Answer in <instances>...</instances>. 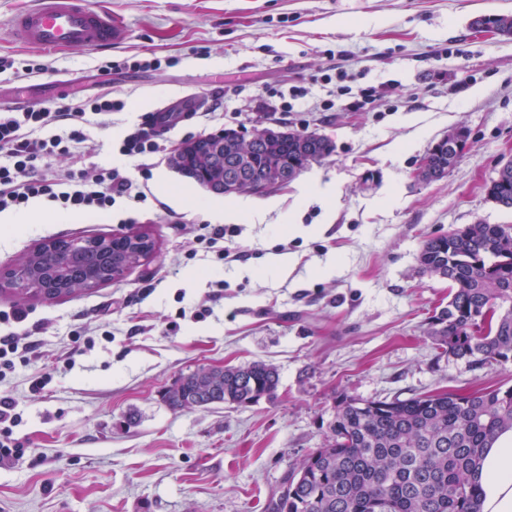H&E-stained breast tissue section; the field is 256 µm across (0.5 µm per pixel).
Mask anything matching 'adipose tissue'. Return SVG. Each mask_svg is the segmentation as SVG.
<instances>
[{
    "label": "adipose tissue",
    "instance_id": "adipose-tissue-1",
    "mask_svg": "<svg viewBox=\"0 0 512 512\" xmlns=\"http://www.w3.org/2000/svg\"><path fill=\"white\" fill-rule=\"evenodd\" d=\"M476 480L481 512H512V431L485 449Z\"/></svg>",
    "mask_w": 512,
    "mask_h": 512
}]
</instances>
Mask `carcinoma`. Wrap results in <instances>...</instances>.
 <instances>
[{
    "label": "carcinoma",
    "instance_id": "obj_1",
    "mask_svg": "<svg viewBox=\"0 0 512 512\" xmlns=\"http://www.w3.org/2000/svg\"><path fill=\"white\" fill-rule=\"evenodd\" d=\"M320 145L308 154L297 143L259 144L245 179L258 186L271 164L286 161L303 172L329 156ZM507 179L485 185L512 209V160ZM460 242L427 237L420 251L421 273L448 281V305L428 335L443 351L474 364L512 357V224L477 221L459 228ZM60 259L66 275L85 282L100 272L98 256L76 238H58L40 248ZM491 310L484 332L470 333L467 320ZM181 390L168 392L173 411L191 408L202 386L228 405L243 406L279 385L275 366L253 361L205 369L181 377ZM512 429V386L481 388L470 396L450 390L402 399L335 398L322 446L287 473L267 503V512H480L479 488L470 479L483 450L500 432Z\"/></svg>",
    "mask_w": 512,
    "mask_h": 512
}]
</instances>
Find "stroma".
Masks as SVG:
<instances>
[{"label": "stroma", "mask_w": 512, "mask_h": 512, "mask_svg": "<svg viewBox=\"0 0 512 512\" xmlns=\"http://www.w3.org/2000/svg\"><path fill=\"white\" fill-rule=\"evenodd\" d=\"M33 0H0V56L38 58L45 73H0V96L28 90L29 108L99 92L123 100L106 129H93L85 165L118 163L124 131L158 104L188 94L201 116L181 122L148 159L167 173L146 204L117 199L105 215L71 219L45 208L24 232L0 226V268L53 238H153L140 265L92 291L49 303L18 299L0 281V323L33 343L30 365L0 376L12 400L17 458L0 461V512H265L284 476L320 447L334 399H378L443 389L512 386V362L471 364L436 349L432 313L448 284L421 274L418 254L434 233L483 221L512 224L484 186L512 158V37L474 32L473 18L512 13V0H89L126 30L106 50L51 51L16 44L13 16ZM175 66L101 73L139 56ZM345 72L342 108L319 111ZM302 88L295 111L263 106L269 88ZM376 97L359 104L358 92ZM222 104L221 118L205 114ZM266 124L316 133L332 155L310 174L335 183L333 207L275 190L262 220H238L224 245L235 261L197 242L212 223L194 204L205 190L170 164L183 140ZM465 126L470 147L448 176L427 185L413 173L448 129ZM303 232H294V225ZM335 262L334 276L321 272ZM223 287V299L208 295ZM75 364H67L69 353ZM273 364V398L247 406L169 409L163 392L202 367ZM45 377L41 390L32 382Z\"/></svg>", "instance_id": "35a3bbf8"}]
</instances>
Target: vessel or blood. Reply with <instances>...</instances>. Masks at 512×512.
Wrapping results in <instances>:
<instances>
[{
    "label": "vessel or blood",
    "mask_w": 512,
    "mask_h": 512,
    "mask_svg": "<svg viewBox=\"0 0 512 512\" xmlns=\"http://www.w3.org/2000/svg\"><path fill=\"white\" fill-rule=\"evenodd\" d=\"M120 25L88 0H37L12 22L15 41L41 49L106 48L116 41Z\"/></svg>",
    "instance_id": "vessel-or-blood-1"
}]
</instances>
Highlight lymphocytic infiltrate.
<instances>
[{"label":"lymphocytic infiltrate","instance_id":"obj_1","mask_svg":"<svg viewBox=\"0 0 512 512\" xmlns=\"http://www.w3.org/2000/svg\"><path fill=\"white\" fill-rule=\"evenodd\" d=\"M124 101L109 94L40 109L0 110V213L43 200L63 213L109 212L117 198L145 202L148 188L119 169L94 165L66 167V160L89 149L90 126L98 117L123 111ZM161 131L153 114L127 131L120 155L146 158L160 149Z\"/></svg>","mask_w":512,"mask_h":512}]
</instances>
